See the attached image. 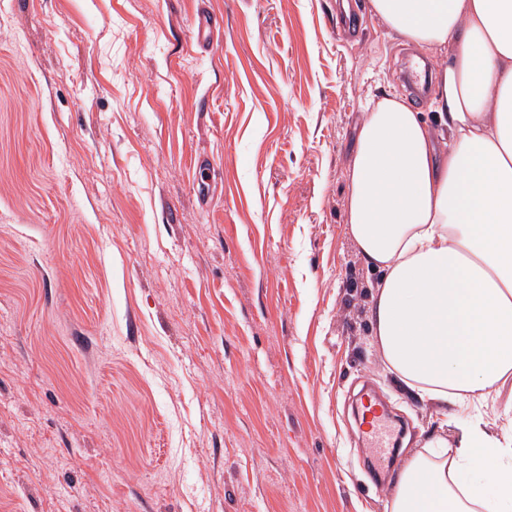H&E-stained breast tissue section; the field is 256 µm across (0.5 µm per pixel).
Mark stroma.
<instances>
[{
  "mask_svg": "<svg viewBox=\"0 0 512 512\" xmlns=\"http://www.w3.org/2000/svg\"><path fill=\"white\" fill-rule=\"evenodd\" d=\"M408 58L368 0H0V512H385L353 393L401 457L470 413L386 370L347 234Z\"/></svg>",
  "mask_w": 512,
  "mask_h": 512,
  "instance_id": "stroma-1",
  "label": "stroma"
}]
</instances>
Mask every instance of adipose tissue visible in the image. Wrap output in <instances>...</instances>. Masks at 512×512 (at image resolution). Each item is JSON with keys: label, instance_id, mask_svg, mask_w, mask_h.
<instances>
[{"label": "adipose tissue", "instance_id": "adipose-tissue-1", "mask_svg": "<svg viewBox=\"0 0 512 512\" xmlns=\"http://www.w3.org/2000/svg\"><path fill=\"white\" fill-rule=\"evenodd\" d=\"M403 41L446 54L436 125L384 96L347 171V232L378 273L374 336L399 382L442 405L512 379V0H370ZM491 474L480 497L464 475ZM387 512H512V422L446 426L405 457Z\"/></svg>", "mask_w": 512, "mask_h": 512}]
</instances>
